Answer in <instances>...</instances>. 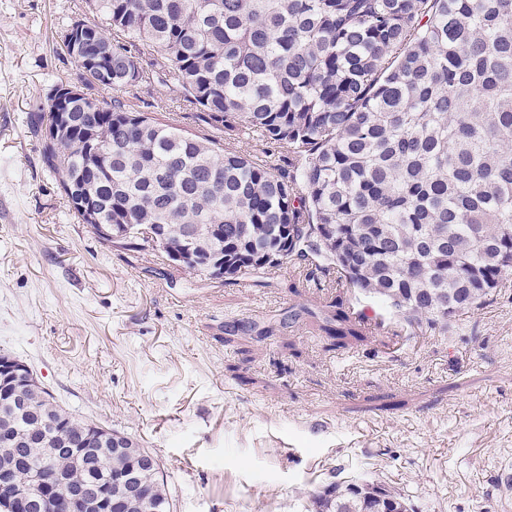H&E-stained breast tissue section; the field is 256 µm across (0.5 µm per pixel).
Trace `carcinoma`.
Masks as SVG:
<instances>
[{"label":"carcinoma","mask_w":512,"mask_h":512,"mask_svg":"<svg viewBox=\"0 0 512 512\" xmlns=\"http://www.w3.org/2000/svg\"><path fill=\"white\" fill-rule=\"evenodd\" d=\"M112 41L79 66L85 97L62 144L51 97L29 119L42 163L103 243L127 233L187 253L176 269L259 278L321 260L397 324L448 332L512 274V0H85ZM210 129L130 107L152 78ZM249 137L288 169L224 146ZM322 329L359 336L344 301ZM19 458L27 512H70L77 492L112 512H170L155 455L58 404L42 384L0 387V463ZM68 475L65 486L54 474ZM338 480L306 512H364Z\"/></svg>","instance_id":"carcinoma-1"}]
</instances>
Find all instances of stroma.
Listing matches in <instances>:
<instances>
[{"instance_id": "35a3bbf8", "label": "stroma", "mask_w": 512, "mask_h": 512, "mask_svg": "<svg viewBox=\"0 0 512 512\" xmlns=\"http://www.w3.org/2000/svg\"><path fill=\"white\" fill-rule=\"evenodd\" d=\"M85 0H0V351L76 414L158 456L171 512H305L332 477L399 490L414 512H512V276L448 333L395 329L334 348L299 305L304 274L265 287L154 272L151 247L101 243L41 166L29 104L81 85L57 44ZM132 108L195 132L157 85ZM248 321L275 331L224 339Z\"/></svg>"}]
</instances>
